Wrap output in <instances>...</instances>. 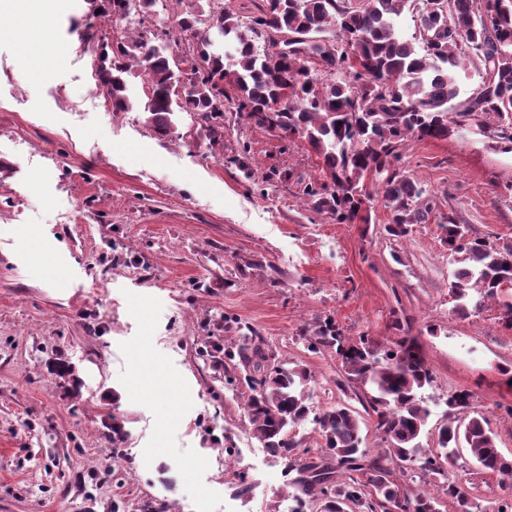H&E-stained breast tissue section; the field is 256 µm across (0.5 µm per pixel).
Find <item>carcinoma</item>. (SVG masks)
<instances>
[{"mask_svg": "<svg viewBox=\"0 0 512 512\" xmlns=\"http://www.w3.org/2000/svg\"><path fill=\"white\" fill-rule=\"evenodd\" d=\"M207 2L212 4L210 28L235 45L231 67H224V53L209 37L197 41L183 60L149 45L144 32L113 46L105 44L99 54L100 87L112 100L113 111L133 108L126 95L130 60L147 76L145 111L162 137L177 134L176 113L192 112L209 123L224 112L227 98L263 125L260 114L283 98L278 128L308 142L334 186L325 196L307 185L304 194L347 224L380 196L392 213L385 230L395 237L425 219L419 206L424 190L394 166L405 141L446 139L474 124L512 151V0H448V12L441 16L426 10L423 0H266L259 14L245 23L224 9V0ZM155 4L100 0V16L123 14L132 5L145 15ZM404 12L416 22L410 38L397 27ZM271 33L282 37L290 50L275 54L260 45ZM295 46L327 55V64L302 59ZM470 66L480 83L459 102V72ZM184 81L190 91L181 95L177 87ZM441 229L450 256H461L462 266L449 283L455 312L465 316L470 308L497 298L512 319V245L494 244L452 220ZM241 339L238 345L222 347L207 341L201 353L211 357L222 352L245 368L243 376L227 381L237 380L250 391L245 413L253 437L289 460L288 470L297 473L292 501L302 506L315 501L320 512L354 507L439 512L436 496L411 495L391 480L394 465L443 479L441 488L455 512H471L468 488L447 481L445 474L460 447L484 471L512 476V460L498 448L469 391L448 398L446 422L437 434L439 451L423 447L428 410L421 392L432 384L433 375L416 338L405 336L394 346L366 336L349 341L332 320L317 323L307 338L311 352L335 349L347 380L363 391L386 443L376 454L366 446L362 418L350 407L336 404L313 413L308 392L312 375L305 365L278 361L252 330ZM309 419L322 439L317 457L307 449L297 452L293 434ZM356 473L366 480L354 478Z\"/></svg>", "mask_w": 512, "mask_h": 512, "instance_id": "cac0c4a2", "label": "carcinoma"}]
</instances>
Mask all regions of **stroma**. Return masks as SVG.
I'll list each match as a JSON object with an SVG mask.
<instances>
[{"mask_svg":"<svg viewBox=\"0 0 512 512\" xmlns=\"http://www.w3.org/2000/svg\"><path fill=\"white\" fill-rule=\"evenodd\" d=\"M191 0H157L150 18L184 56L177 21ZM72 0L46 32L61 52L42 73L0 38V512H281L294 488L284 460L253 438L244 386L197 343H237L252 327L278 359L312 373L311 404L363 412L334 351L305 334L333 319L344 336L391 344L417 337L434 381L422 438L435 448L449 395L474 405L512 459V323L496 301L458 317L447 221L512 243V153L477 129L412 140L396 163L424 190L425 222L388 235L392 213L337 223L306 185L327 179L305 139L224 105L218 132L190 112L178 135L147 120L133 68L129 112L105 108L85 61L133 28ZM65 360L73 376L54 373ZM124 420L123 453L112 418ZM230 435L234 456L217 437ZM449 479L476 512L512 490L460 450Z\"/></svg>","mask_w":512,"mask_h":512,"instance_id":"obj_1","label":"stroma"}]
</instances>
